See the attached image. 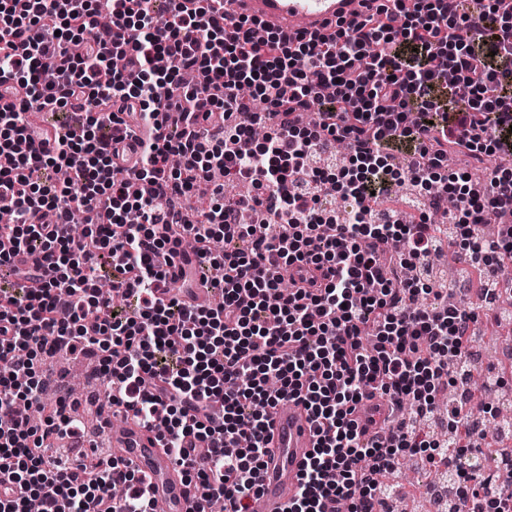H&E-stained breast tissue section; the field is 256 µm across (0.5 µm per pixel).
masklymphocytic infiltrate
I'll list each match as a JSON object with an SVG mask.
<instances>
[{
	"label": "lymphocytic infiltrate",
	"mask_w": 512,
	"mask_h": 512,
	"mask_svg": "<svg viewBox=\"0 0 512 512\" xmlns=\"http://www.w3.org/2000/svg\"><path fill=\"white\" fill-rule=\"evenodd\" d=\"M60 109L45 147L29 116ZM452 154L498 162L478 186ZM509 156L512 0H381L312 36L229 20L222 0H0V512H155L132 463L54 452L85 430L44 402L59 353L97 354L106 402L204 503L253 512L269 412L292 398L318 439L288 512H382L401 456L471 444V401L431 423L476 332L512 323V228L482 232L512 214ZM201 182L210 206L186 210ZM187 238L208 307L168 295L158 258ZM451 244L448 282L434 258ZM462 283L479 308L457 304ZM370 394L410 412L366 439L352 414Z\"/></svg>",
	"instance_id": "obj_1"
}]
</instances>
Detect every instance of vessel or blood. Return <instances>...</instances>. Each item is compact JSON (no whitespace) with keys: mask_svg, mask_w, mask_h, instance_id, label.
Segmentation results:
<instances>
[{"mask_svg":"<svg viewBox=\"0 0 512 512\" xmlns=\"http://www.w3.org/2000/svg\"><path fill=\"white\" fill-rule=\"evenodd\" d=\"M372 0H224L229 18H257L285 31L322 32L337 20L352 21L370 13ZM390 407L380 398L364 399L355 411L360 425L381 421ZM268 433L273 449L262 473L259 499L263 512H287L300 488V476L317 437L305 406L279 401L271 411ZM112 456L132 462L144 478L151 498L167 512H194L193 491L177 473L155 432L133 423L112 431Z\"/></svg>","mask_w":512,"mask_h":512,"instance_id":"vessel-or-blood-1","label":"vessel or blood"}]
</instances>
